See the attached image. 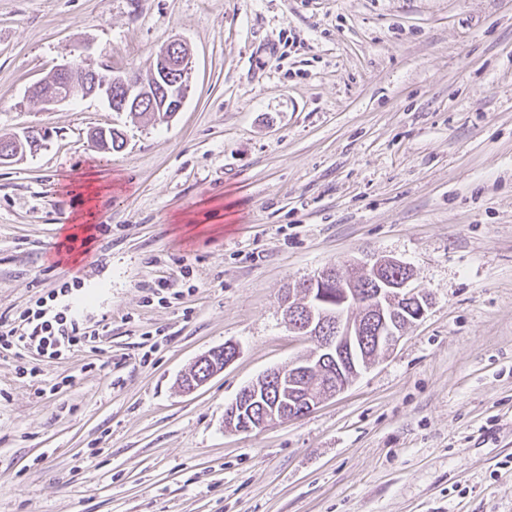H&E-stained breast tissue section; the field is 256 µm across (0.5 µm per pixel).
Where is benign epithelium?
<instances>
[{
    "label": "benign epithelium",
    "instance_id": "obj_1",
    "mask_svg": "<svg viewBox=\"0 0 512 512\" xmlns=\"http://www.w3.org/2000/svg\"><path fill=\"white\" fill-rule=\"evenodd\" d=\"M159 91L150 89L133 70L104 75L92 64L66 62L55 69L56 83L41 96L44 105H57L93 95L103 97L114 112L148 111L173 114L182 107L189 87L190 57L179 40L167 43L152 62ZM368 285L324 286L349 273L336 264L288 289V327L312 340L315 348L286 366L267 371L224 408V426L240 433L263 430L286 420L300 419L316 406L348 389L365 370L355 358L369 347L393 350L405 330L423 319L429 301L411 287L412 274L399 260L380 257L365 264Z\"/></svg>",
    "mask_w": 512,
    "mask_h": 512
}]
</instances>
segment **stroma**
Masks as SVG:
<instances>
[{
	"mask_svg": "<svg viewBox=\"0 0 512 512\" xmlns=\"http://www.w3.org/2000/svg\"><path fill=\"white\" fill-rule=\"evenodd\" d=\"M172 39L191 78L160 123L31 97ZM31 130L0 164V317L75 274L100 338L34 378L0 353V512H512V0H0V138ZM377 254L424 318L305 417L225 429L312 347L288 284ZM160 277L199 290L161 303Z\"/></svg>",
	"mask_w": 512,
	"mask_h": 512,
	"instance_id": "35a3bbf8",
	"label": "stroma"
}]
</instances>
